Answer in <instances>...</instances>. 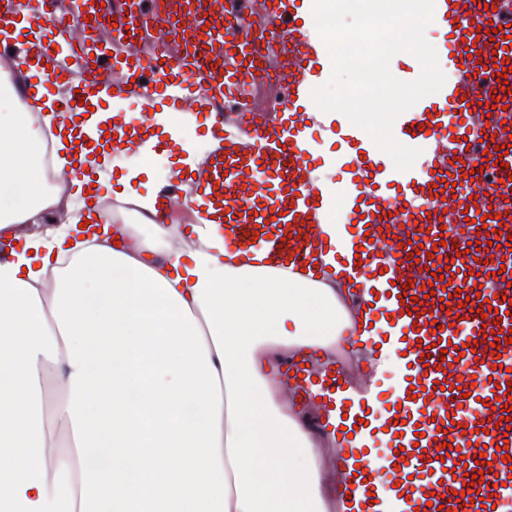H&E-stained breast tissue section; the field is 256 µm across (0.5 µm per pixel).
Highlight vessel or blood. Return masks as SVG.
Returning a JSON list of instances; mask_svg holds the SVG:
<instances>
[{
    "instance_id": "vessel-or-blood-1",
    "label": "vessel or blood",
    "mask_w": 512,
    "mask_h": 512,
    "mask_svg": "<svg viewBox=\"0 0 512 512\" xmlns=\"http://www.w3.org/2000/svg\"><path fill=\"white\" fill-rule=\"evenodd\" d=\"M12 2L0 0V32L37 30V67L45 72L25 95L38 100L67 88L57 100V126L73 139V157H80L97 123L108 121L104 114L88 119L86 105L91 92L104 89L98 73L105 50L69 38L72 29L86 30V13L35 17ZM205 2L201 11L195 0H165L158 13L152 0H111L113 23L155 35L152 54L122 58V77L146 99L162 89L174 111L212 113L211 132L223 145L183 181L189 195L202 200L201 220L217 214L231 225L226 248L255 244L297 267L317 263L335 245L316 231L317 192L307 172L323 157L306 130L318 125L311 91L328 81L332 64L314 27L312 0ZM432 23L443 35L436 52L446 81L399 115L392 129L397 142L420 149L418 162L398 170L365 131L346 119L335 123L349 149L348 177L336 184V212L354 223L357 246L337 259L351 269L352 287L375 290L369 314L390 321L387 342L402 353L404 367L397 408L368 402L354 417L371 437L390 434L381 459L392 466L401 512H439L442 504L451 512H512V466L503 462L506 428L499 423L512 397V344L484 330L494 322L512 328V286L500 276L512 270V246H485L453 260L447 250L454 239L485 228L512 231V153L497 152L512 143V73L506 90L495 79L503 61H512V0H434ZM493 24L499 31L491 37ZM201 38L217 48L207 72L194 48ZM470 46L476 56L467 55ZM269 69L280 86L265 83ZM274 94L280 102L272 116L255 120ZM152 124L146 107L135 129L120 121L112 131L129 146L134 131ZM413 251L418 260H410ZM437 270L443 279H434ZM484 301L491 310L483 316L478 308ZM466 343L472 352L459 353ZM285 377L305 388L319 383L329 405L347 375L341 363L327 359L315 371L308 362L294 363ZM441 442L449 445L442 460ZM348 454L356 472L346 483L359 494L348 512H385L377 458L367 447ZM482 455L492 464L486 473L477 465ZM469 471L480 473L481 481L467 496L461 489ZM455 492L460 501L452 500Z\"/></svg>"
}]
</instances>
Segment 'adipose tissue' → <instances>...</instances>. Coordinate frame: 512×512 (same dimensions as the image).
<instances>
[{
	"label": "adipose tissue",
	"instance_id": "ef3b65f1",
	"mask_svg": "<svg viewBox=\"0 0 512 512\" xmlns=\"http://www.w3.org/2000/svg\"><path fill=\"white\" fill-rule=\"evenodd\" d=\"M18 102L0 80V229L61 205L69 217L0 262V512H336L317 463L331 439L302 425L279 377L365 322L336 252L292 273L268 251H228L210 223L174 250L135 187L153 173L147 144L90 159L101 183L123 169L137 211L118 240L85 229L84 187L61 199L38 164L51 116L33 126ZM158 123L188 167L220 146L197 148L185 113ZM355 355L371 373L347 395L374 399L396 355Z\"/></svg>",
	"mask_w": 512,
	"mask_h": 512
}]
</instances>
